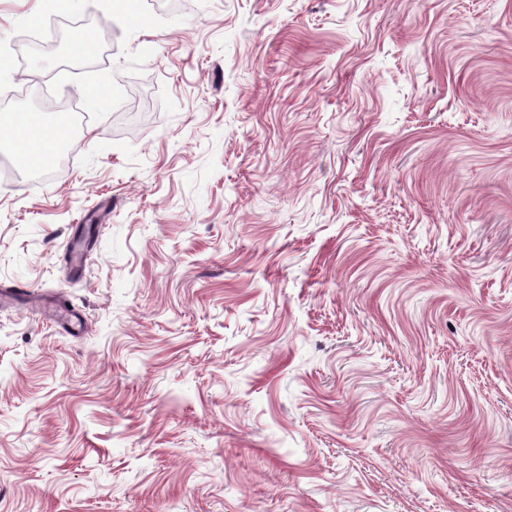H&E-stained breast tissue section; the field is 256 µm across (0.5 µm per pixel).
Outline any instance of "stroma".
<instances>
[{"label": "stroma", "instance_id": "1", "mask_svg": "<svg viewBox=\"0 0 512 512\" xmlns=\"http://www.w3.org/2000/svg\"><path fill=\"white\" fill-rule=\"evenodd\" d=\"M50 2L0 0V512H512V0ZM27 117L36 118L35 125H30L24 122ZM21 125L26 130V135L21 137L16 143V152L21 156L27 158L31 156H39L44 150V141L40 135L35 131L39 128H45L47 126V120L45 115L41 114H27L21 117Z\"/></svg>", "mask_w": 512, "mask_h": 512}]
</instances>
